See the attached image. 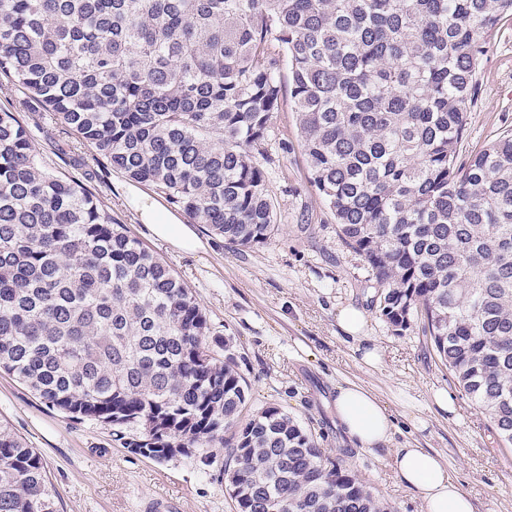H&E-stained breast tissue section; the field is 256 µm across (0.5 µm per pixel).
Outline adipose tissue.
<instances>
[{
	"label": "adipose tissue",
	"instance_id": "1",
	"mask_svg": "<svg viewBox=\"0 0 512 512\" xmlns=\"http://www.w3.org/2000/svg\"><path fill=\"white\" fill-rule=\"evenodd\" d=\"M334 410L345 434L362 450L391 441L393 418L367 388L353 382L338 385ZM392 459L401 483L418 494L424 512H474L470 495L437 453L427 448H397Z\"/></svg>",
	"mask_w": 512,
	"mask_h": 512
}]
</instances>
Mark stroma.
<instances>
[{"instance_id":"stroma-1","label":"stroma","mask_w":512,"mask_h":512,"mask_svg":"<svg viewBox=\"0 0 512 512\" xmlns=\"http://www.w3.org/2000/svg\"><path fill=\"white\" fill-rule=\"evenodd\" d=\"M0 110L18 113L47 163L86 180L113 218L190 288L230 341L248 384L247 411L271 405L288 412L311 430L327 456L344 458L351 474L368 482L392 512H422L417 494L393 470L392 451L399 447L438 453L476 512H512V447H498L484 414L419 327L396 332L379 319L362 258L344 247L308 182L290 101H283L273 123L276 138L288 142L270 175L281 229L269 245L251 249L189 223L151 187L126 180L2 75ZM506 131L512 132V16L500 21L479 65L463 151L475 152ZM149 209L188 224L193 245L157 235L145 219ZM347 306L365 313L366 334L382 356L378 366L361 363L355 342L341 334L337 315ZM347 381L371 389L393 413L391 446L367 452L350 443L333 410L336 387ZM440 388L454 394V413L433 404L431 394ZM0 421L40 453L59 512H150L149 502L158 497L168 512H238L223 475V449H213L209 466L131 454L113 441L110 427L66 418L1 371Z\"/></svg>"}]
</instances>
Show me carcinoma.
Returning a JSON list of instances; mask_svg holds the SVG:
<instances>
[{
    "mask_svg": "<svg viewBox=\"0 0 512 512\" xmlns=\"http://www.w3.org/2000/svg\"><path fill=\"white\" fill-rule=\"evenodd\" d=\"M512 0H0V75L124 177L235 246L278 234L266 165L288 61L308 181L512 444V133L458 162ZM0 371L157 462L225 449L238 512H391L247 384L189 288L0 111ZM0 512H58L0 423Z\"/></svg>",
    "mask_w": 512,
    "mask_h": 512,
    "instance_id": "cac0c4a2",
    "label": "carcinoma"
}]
</instances>
